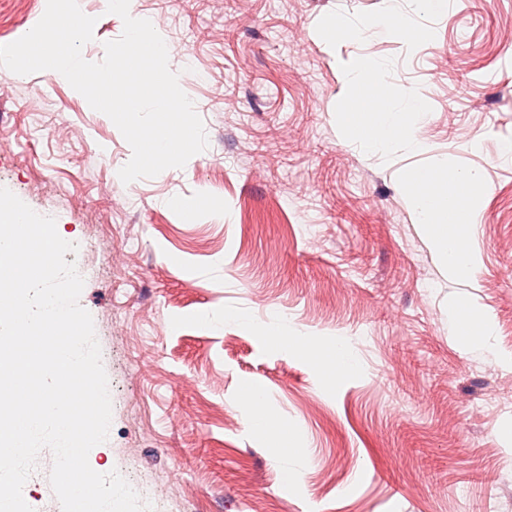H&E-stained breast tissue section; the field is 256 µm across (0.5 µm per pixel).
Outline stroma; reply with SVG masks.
<instances>
[{"label":"stroma","mask_w":512,"mask_h":512,"mask_svg":"<svg viewBox=\"0 0 512 512\" xmlns=\"http://www.w3.org/2000/svg\"><path fill=\"white\" fill-rule=\"evenodd\" d=\"M46 0H0V45ZM208 147L122 183L132 150L58 72L0 71V186L78 246L79 302L109 380L107 442L152 512H512V0H136ZM91 62L123 22L106 0ZM407 20L408 30L392 25ZM393 103L417 96L421 149L361 147L340 114L371 63ZM480 172L465 227L473 279L417 223L412 177ZM486 317L462 346L454 306ZM275 315L360 369L339 378L260 336ZM263 391L287 432L257 437L237 399ZM305 448L302 456L293 455ZM50 451L26 502L57 512Z\"/></svg>","instance_id":"1"}]
</instances>
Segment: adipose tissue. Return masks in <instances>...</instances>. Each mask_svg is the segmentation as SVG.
Masks as SVG:
<instances>
[{
  "label": "adipose tissue",
  "mask_w": 512,
  "mask_h": 512,
  "mask_svg": "<svg viewBox=\"0 0 512 512\" xmlns=\"http://www.w3.org/2000/svg\"><path fill=\"white\" fill-rule=\"evenodd\" d=\"M360 77L373 88L374 93L366 100L354 99L347 112L342 113L341 123L346 131L367 149L382 145L385 134L397 129L403 130L407 140H414L412 129L402 128L401 113L394 111L392 102L381 92L386 80V73L381 65L376 64L362 71ZM369 109L384 117L380 134H372L363 128V116ZM448 179L452 180L455 186L449 205H436L422 191L415 195L413 203L420 224L432 239L449 271L459 277L470 279L475 274V267L463 227L469 208L470 193L480 185L481 177L469 169L449 167L444 161L431 167L426 176L427 182L430 183ZM266 333L287 349L312 362L327 361L338 376L351 375L359 369V361L352 347L346 342L339 341L328 347L322 346L313 337L291 331L284 321L267 328Z\"/></svg>",
  "instance_id": "ef3b65f1"
}]
</instances>
